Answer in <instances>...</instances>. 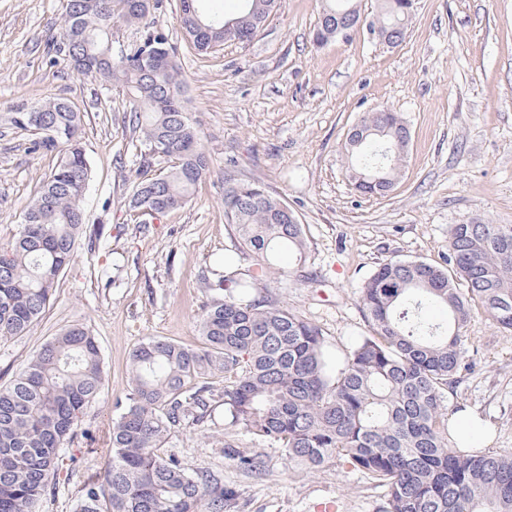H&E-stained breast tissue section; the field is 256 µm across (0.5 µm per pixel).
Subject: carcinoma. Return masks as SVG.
<instances>
[{"instance_id": "obj_1", "label": "carcinoma", "mask_w": 512, "mask_h": 512, "mask_svg": "<svg viewBox=\"0 0 512 512\" xmlns=\"http://www.w3.org/2000/svg\"><path fill=\"white\" fill-rule=\"evenodd\" d=\"M124 0H82L75 20L62 14L55 53L107 49L109 27L136 24L149 13L130 14ZM210 28L203 53L251 39L268 16L267 0H240L233 18L263 19L239 32L228 17L206 10ZM322 15L346 18L352 0H326ZM403 20L402 0H383L370 30ZM174 51L163 29L147 24L139 44L90 76L127 88L133 107L128 125L141 134V167L167 166L135 182L128 206L149 207L155 189L185 206L209 169L210 159L190 113L177 62L142 75L143 50ZM7 122L36 130L30 117H46L34 145L58 152L55 169L27 207L17 236L0 246V336H22L39 321L59 275L73 261L85 225L83 199L91 167L81 141V114L65 100L23 105ZM363 138L344 145L351 178L364 195H381L374 181H397L403 158L396 143L408 131L398 113L368 112ZM286 204L256 181L227 180L224 217L256 269L224 277L220 296L200 319L203 344L188 347L150 337L130 354L131 392L112 420L105 478L82 489L80 512H231L239 493L209 471H188L166 451L178 430L199 425L216 404L224 422L262 443L284 449L297 465L331 461L362 472L384 488V512H512V457L469 454L448 436V389L465 365L467 326L477 310L512 331V224L476 219L448 230V266L419 260L379 264L361 287L369 326L337 363L322 329L265 295L283 253L306 254L303 225ZM466 283V291L457 288ZM426 304L448 312L447 324L421 315ZM103 380L99 346L82 327H69L46 343L28 366L0 387V512H34L51 488L60 449L76 437L84 410ZM224 456L247 472L259 457L224 441Z\"/></svg>"}]
</instances>
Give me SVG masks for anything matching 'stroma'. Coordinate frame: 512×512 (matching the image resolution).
Returning a JSON list of instances; mask_svg holds the SVG:
<instances>
[{
    "label": "stroma",
    "mask_w": 512,
    "mask_h": 512,
    "mask_svg": "<svg viewBox=\"0 0 512 512\" xmlns=\"http://www.w3.org/2000/svg\"><path fill=\"white\" fill-rule=\"evenodd\" d=\"M364 23L327 44L313 43L322 0H278L245 45L198 53L176 12L160 21L186 81L187 109L210 157L191 201L153 217L129 209L140 137L126 116L133 100L118 85L81 75L51 52L62 0H0V114L48 97L83 116L92 170L86 231L43 318L23 336L0 338V386L51 337L79 325L95 337L104 382L50 494L37 512H77L81 486L110 459L107 435L130 391L129 358L149 337L196 347L200 317L224 278V257L254 268L224 218L226 179L262 182L303 224L306 261L285 255L288 278L270 296L321 327L332 355L367 335L361 286L379 263L448 258V229L478 218L512 224V0H419L405 41L390 48L366 22L377 0H356ZM386 107L410 132L402 175L385 196L359 193L344 142L365 112ZM33 132L0 121V243L58 155ZM466 366L448 394L449 413L473 412L493 427V452L512 456V332L483 313L468 325ZM264 462L248 474L224 456L225 440ZM191 471L222 473L239 492L235 512H382L384 498L361 472L330 462L306 468L282 448L255 444L225 427L223 409L181 429L168 444Z\"/></svg>",
    "instance_id": "obj_1"
}]
</instances>
